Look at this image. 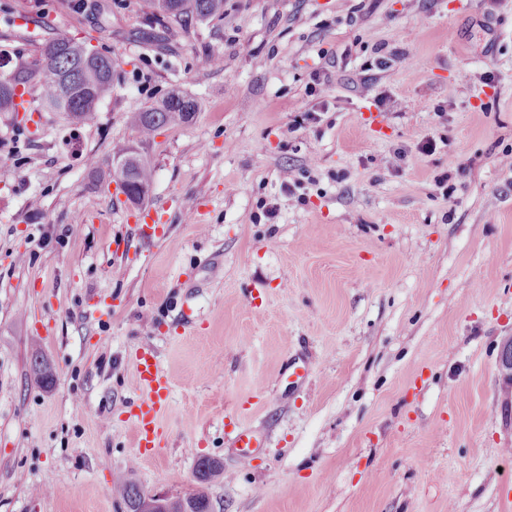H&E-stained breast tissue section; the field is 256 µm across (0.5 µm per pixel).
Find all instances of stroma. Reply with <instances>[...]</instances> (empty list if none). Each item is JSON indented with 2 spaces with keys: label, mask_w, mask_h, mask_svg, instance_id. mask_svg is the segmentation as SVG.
<instances>
[{
  "label": "stroma",
  "mask_w": 512,
  "mask_h": 512,
  "mask_svg": "<svg viewBox=\"0 0 512 512\" xmlns=\"http://www.w3.org/2000/svg\"><path fill=\"white\" fill-rule=\"evenodd\" d=\"M87 3L0 0V50L64 33L114 81L86 124L0 112V512H127L118 480L187 493L203 456L211 512H512V0H224L161 45L140 0ZM174 89L195 116L141 140ZM141 349L170 379L146 457ZM154 172L147 160L139 158L121 166L113 165L109 176L118 185L134 187L138 194L143 190L146 197L154 181Z\"/></svg>",
  "instance_id": "35a3bbf8"
}]
</instances>
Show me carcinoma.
<instances>
[{"mask_svg":"<svg viewBox=\"0 0 512 512\" xmlns=\"http://www.w3.org/2000/svg\"><path fill=\"white\" fill-rule=\"evenodd\" d=\"M142 8L150 15L160 14L182 31L224 11V0H142ZM90 47L69 35H55L39 43L10 77L11 90L0 88V112L16 111L15 90L21 86L24 93L36 96L35 111L56 108L64 97L69 101L64 112L75 123L93 120L98 105L112 93V59L103 54L87 55ZM193 98L178 90L171 91L161 102L131 117V123L143 139L150 138L164 126L183 123L197 112ZM119 185L131 186L149 192L154 181V168L142 158L124 165H114L109 173ZM197 469L204 470L199 486L187 502L196 512H210L206 484L223 474V467L214 459L202 457ZM127 512H136L145 493L133 482L123 481L116 486Z\"/></svg>","mask_w":512,"mask_h":512,"instance_id":"obj_1","label":"carcinoma"}]
</instances>
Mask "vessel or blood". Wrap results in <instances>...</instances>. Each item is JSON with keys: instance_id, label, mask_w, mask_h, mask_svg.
I'll return each mask as SVG.
<instances>
[{"instance_id": "vessel-or-blood-1", "label": "vessel or blood", "mask_w": 512, "mask_h": 512, "mask_svg": "<svg viewBox=\"0 0 512 512\" xmlns=\"http://www.w3.org/2000/svg\"><path fill=\"white\" fill-rule=\"evenodd\" d=\"M135 370L141 395L132 420L138 447L147 449L159 432V417L167 404L170 382L151 352L136 353Z\"/></svg>"}]
</instances>
